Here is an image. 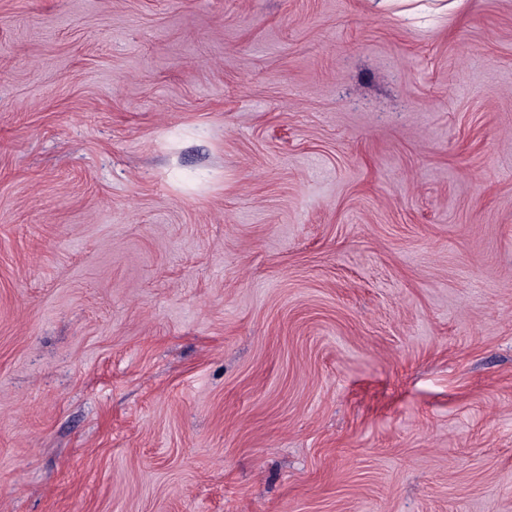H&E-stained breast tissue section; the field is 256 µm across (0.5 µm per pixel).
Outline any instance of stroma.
Wrapping results in <instances>:
<instances>
[{
    "label": "stroma",
    "mask_w": 512,
    "mask_h": 512,
    "mask_svg": "<svg viewBox=\"0 0 512 512\" xmlns=\"http://www.w3.org/2000/svg\"><path fill=\"white\" fill-rule=\"evenodd\" d=\"M0 512H512V0H0Z\"/></svg>",
    "instance_id": "stroma-1"
}]
</instances>
